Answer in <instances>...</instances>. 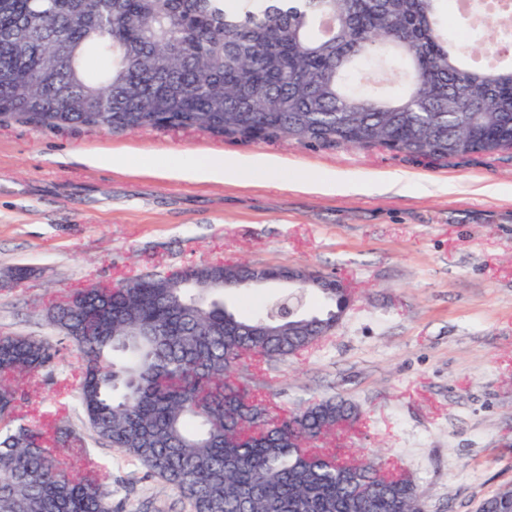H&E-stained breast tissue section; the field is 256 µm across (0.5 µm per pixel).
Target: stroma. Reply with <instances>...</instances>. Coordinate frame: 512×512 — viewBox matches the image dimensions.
Here are the masks:
<instances>
[{
	"label": "stroma",
	"instance_id": "1",
	"mask_svg": "<svg viewBox=\"0 0 512 512\" xmlns=\"http://www.w3.org/2000/svg\"><path fill=\"white\" fill-rule=\"evenodd\" d=\"M108 153L112 163L83 162ZM281 158L276 173L188 182L186 158ZM409 189L355 193L299 172ZM301 268L347 283L338 326L284 361L239 374L280 404L340 395L361 418L334 441L380 455L417 485L425 512H476L512 487V155L440 161L384 148L241 140L195 128L114 132L0 122V334L49 336L45 308L76 288L191 266ZM24 279L11 276L15 268ZM81 357L62 350L22 409L50 421L73 402ZM116 449L88 444L67 464H107L118 512H185L179 494Z\"/></svg>",
	"mask_w": 512,
	"mask_h": 512
}]
</instances>
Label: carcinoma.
I'll list each match as a JSON object with an SVG mask.
<instances>
[{
  "mask_svg": "<svg viewBox=\"0 0 512 512\" xmlns=\"http://www.w3.org/2000/svg\"><path fill=\"white\" fill-rule=\"evenodd\" d=\"M456 0H0V118L40 128L206 130L325 147L381 146L453 159L512 153V51L499 24L448 38ZM376 66L400 94L362 83ZM150 274L77 290L47 310L59 335L0 336V512H115L107 475L69 471L63 419L26 423L18 378L80 352L76 408L94 441L177 491L188 512H424L417 485L327 439L359 418L326 397L295 408L250 394L247 361L319 341L348 302L244 318L224 306L247 266ZM512 503V488L485 499Z\"/></svg>",
  "mask_w": 512,
  "mask_h": 512,
  "instance_id": "carcinoma-1",
  "label": "carcinoma"
}]
</instances>
